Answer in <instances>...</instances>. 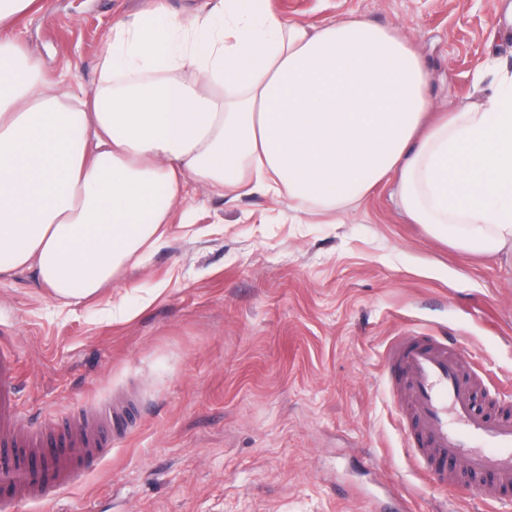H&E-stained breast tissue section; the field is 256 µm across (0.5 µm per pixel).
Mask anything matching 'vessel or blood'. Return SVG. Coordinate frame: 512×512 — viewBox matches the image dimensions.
<instances>
[{
  "label": "vessel or blood",
  "instance_id": "b4317fda",
  "mask_svg": "<svg viewBox=\"0 0 512 512\" xmlns=\"http://www.w3.org/2000/svg\"><path fill=\"white\" fill-rule=\"evenodd\" d=\"M461 342L445 336L406 333L388 347L383 374L402 410L410 454L425 474L447 483L456 468L489 477L480 489L494 502L512 486V402L495 401L492 411L476 408L482 374L464 367ZM21 369L0 351V512L43 503L74 485L81 475L112 454L110 430L119 421L111 407L77 433L48 438L32 428L19 406ZM51 458L48 469L39 460Z\"/></svg>",
  "mask_w": 512,
  "mask_h": 512
}]
</instances>
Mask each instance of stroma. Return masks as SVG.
Instances as JSON below:
<instances>
[{
  "label": "stroma",
  "instance_id": "35a3bbf8",
  "mask_svg": "<svg viewBox=\"0 0 512 512\" xmlns=\"http://www.w3.org/2000/svg\"><path fill=\"white\" fill-rule=\"evenodd\" d=\"M499 0H271L318 29L360 18L408 35L437 108L472 95L488 54L512 68ZM147 0H47L19 19L45 77L91 93L112 22ZM189 224L103 296L61 308L32 271L0 277V349L25 418L106 404L132 422L54 500L16 512H492L409 454L381 363L401 333L465 340V366L512 400V250L470 254L374 187L340 224L287 198L190 193Z\"/></svg>",
  "mask_w": 512,
  "mask_h": 512
}]
</instances>
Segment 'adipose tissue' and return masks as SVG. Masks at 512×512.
I'll list each match as a JSON object with an SVG mask.
<instances>
[{"instance_id": "ef3b65f1", "label": "adipose tissue", "mask_w": 512, "mask_h": 512, "mask_svg": "<svg viewBox=\"0 0 512 512\" xmlns=\"http://www.w3.org/2000/svg\"><path fill=\"white\" fill-rule=\"evenodd\" d=\"M268 2L150 0L112 24L77 99L15 41L43 0H0V277L32 270L78 304L166 244L189 189L244 182L325 214L386 183L450 246L512 247V72L438 116L411 38Z\"/></svg>"}]
</instances>
